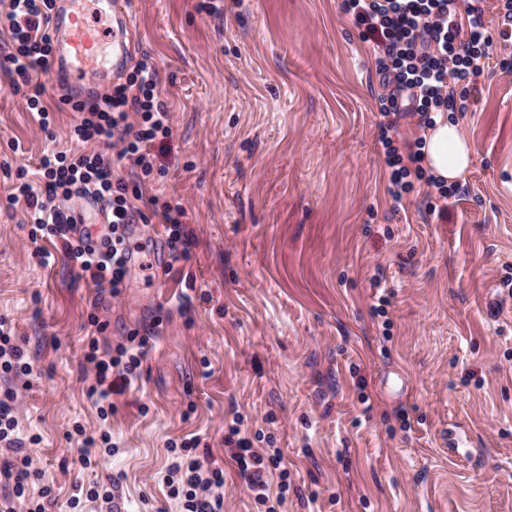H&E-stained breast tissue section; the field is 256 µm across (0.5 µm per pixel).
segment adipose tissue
Wrapping results in <instances>:
<instances>
[{"label": "adipose tissue", "instance_id": "obj_1", "mask_svg": "<svg viewBox=\"0 0 512 512\" xmlns=\"http://www.w3.org/2000/svg\"><path fill=\"white\" fill-rule=\"evenodd\" d=\"M434 121L424 138V163L431 174L450 184L461 179L470 167L472 145L456 124L440 115Z\"/></svg>", "mask_w": 512, "mask_h": 512}]
</instances>
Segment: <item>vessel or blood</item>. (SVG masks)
<instances>
[{"instance_id": "vessel-or-blood-1", "label": "vessel or blood", "mask_w": 512, "mask_h": 512, "mask_svg": "<svg viewBox=\"0 0 512 512\" xmlns=\"http://www.w3.org/2000/svg\"><path fill=\"white\" fill-rule=\"evenodd\" d=\"M77 0H56L52 13L54 84L75 86L84 69L97 58L102 41H109L111 69L119 71L131 52L129 36L134 28L133 0H99L112 19L109 32L90 26L76 7Z\"/></svg>"}]
</instances>
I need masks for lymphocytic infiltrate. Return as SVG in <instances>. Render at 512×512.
<instances>
[{
    "instance_id": "1",
    "label": "lymphocytic infiltrate",
    "mask_w": 512,
    "mask_h": 512,
    "mask_svg": "<svg viewBox=\"0 0 512 512\" xmlns=\"http://www.w3.org/2000/svg\"><path fill=\"white\" fill-rule=\"evenodd\" d=\"M53 2L8 0L6 12L0 15V36L10 46L0 57V70L9 74L13 88L21 91L27 109L38 115L45 130L52 118L38 76L47 71L52 57ZM343 11L372 45L381 88L377 136L384 147L389 194L394 202H402L415 181L423 180L437 198L451 202L462 194V186L427 174L422 139L398 143L400 122L410 118L429 127L433 113L465 111L476 90L481 62L490 56H499L502 73L511 76L512 33L502 30L491 35L481 9L460 11L459 0H343ZM62 102L80 115L74 139L94 144V151H48L40 160L44 193L23 180L11 200L26 203L34 232L61 239L66 255L82 273L98 288L117 295L125 286L131 260L126 228L135 219L134 202L143 196L144 179L153 172L151 147L171 132L170 115L159 97L157 71L145 63L126 82L104 93L87 98L66 94ZM100 144L116 148L117 159L137 167L141 180L116 176L97 152ZM76 195L102 204L110 217L107 232L95 238L75 235L77 219L62 203ZM149 340V334L136 330L115 349L102 354L90 349L87 359L96 369L90 392L98 401L109 399L114 380L127 384L136 377ZM17 427L14 395L8 392L0 398V484L6 489L0 512H46L52 489L43 486L39 497H30L29 484L39 478L30 468L35 440L19 437ZM229 433L236 438L231 458L248 491L265 505V512H276L269 503L267 476L281 466L279 450L254 448L238 428H230ZM200 444L197 437L171 444V461L163 478L167 495L180 504L181 512H224L219 493L224 469L203 464Z\"/></svg>"
}]
</instances>
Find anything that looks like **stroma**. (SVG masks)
<instances>
[{
    "instance_id": "1",
    "label": "stroma",
    "mask_w": 512,
    "mask_h": 512,
    "mask_svg": "<svg viewBox=\"0 0 512 512\" xmlns=\"http://www.w3.org/2000/svg\"><path fill=\"white\" fill-rule=\"evenodd\" d=\"M134 61L159 75L171 134L128 236L118 296L79 274L60 239L31 240L6 167L75 148L78 120L40 74L44 132L0 71V318L33 374L0 373L32 466L69 512H179L168 445L193 436L224 468V512H265L224 439L274 443L277 512H512V76L483 60L450 114L474 146L465 194L432 214L426 186L395 207L377 140L378 79L341 0H135ZM182 204L173 259L152 197ZM386 288V316L376 310ZM97 315L103 331L88 323ZM157 327L137 380L100 415V350ZM109 433L80 469L84 437Z\"/></svg>"
}]
</instances>
